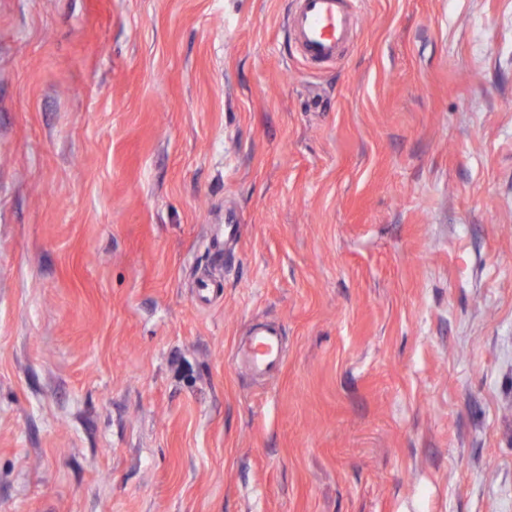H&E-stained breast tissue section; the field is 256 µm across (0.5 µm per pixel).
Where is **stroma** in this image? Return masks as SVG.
I'll return each instance as SVG.
<instances>
[{"instance_id":"1","label":"stroma","mask_w":512,"mask_h":512,"mask_svg":"<svg viewBox=\"0 0 512 512\" xmlns=\"http://www.w3.org/2000/svg\"><path fill=\"white\" fill-rule=\"evenodd\" d=\"M294 7L0 0V512H512V0ZM349 0H297L287 25L306 59L332 63L348 41L354 15ZM282 363L279 334L274 328L259 331L251 336L246 366L256 373L275 370Z\"/></svg>"}]
</instances>
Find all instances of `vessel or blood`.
Returning <instances> with one entry per match:
<instances>
[{"label":"vessel or blood","mask_w":512,"mask_h":512,"mask_svg":"<svg viewBox=\"0 0 512 512\" xmlns=\"http://www.w3.org/2000/svg\"><path fill=\"white\" fill-rule=\"evenodd\" d=\"M353 20L348 0H296L288 26L306 59L331 63L348 41ZM281 362L282 349L275 329L251 336L247 368L265 373L275 370Z\"/></svg>","instance_id":"1"}]
</instances>
